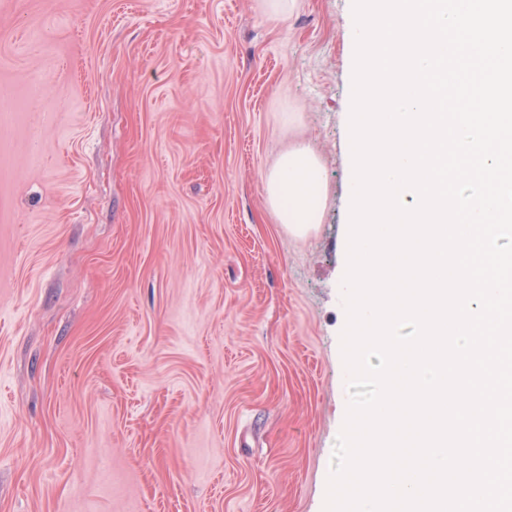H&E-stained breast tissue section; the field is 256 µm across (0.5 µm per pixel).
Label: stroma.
I'll return each mask as SVG.
<instances>
[{"label": "stroma", "mask_w": 512, "mask_h": 512, "mask_svg": "<svg viewBox=\"0 0 512 512\" xmlns=\"http://www.w3.org/2000/svg\"><path fill=\"white\" fill-rule=\"evenodd\" d=\"M354 54L353 0H0V512H323ZM268 202L282 224L305 232L318 224L325 194L316 157L305 147L286 154L266 182Z\"/></svg>", "instance_id": "35a3bbf8"}]
</instances>
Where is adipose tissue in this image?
<instances>
[{
    "instance_id": "obj_1",
    "label": "adipose tissue",
    "mask_w": 512,
    "mask_h": 512,
    "mask_svg": "<svg viewBox=\"0 0 512 512\" xmlns=\"http://www.w3.org/2000/svg\"><path fill=\"white\" fill-rule=\"evenodd\" d=\"M268 202L282 223L304 232L319 223L325 194L321 169L308 149L286 154L266 182Z\"/></svg>"
}]
</instances>
